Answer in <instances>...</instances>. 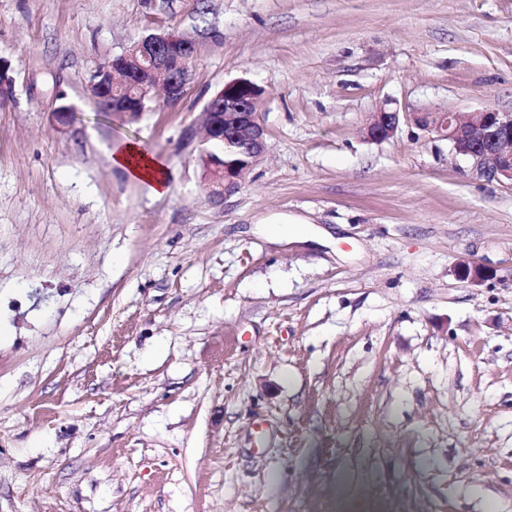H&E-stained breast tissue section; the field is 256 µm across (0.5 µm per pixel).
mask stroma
<instances>
[{"label":"stroma","instance_id":"stroma-1","mask_svg":"<svg viewBox=\"0 0 512 512\" xmlns=\"http://www.w3.org/2000/svg\"><path fill=\"white\" fill-rule=\"evenodd\" d=\"M160 30L182 97L102 112L95 64ZM0 63V512H512V184L364 134L512 113V0H0ZM240 77L266 151L216 204L202 112ZM112 166L124 171L134 181L146 183L162 195L167 191V172L163 162L144 152L139 143H125L110 154Z\"/></svg>","mask_w":512,"mask_h":512}]
</instances>
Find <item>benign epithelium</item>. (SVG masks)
I'll return each mask as SVG.
<instances>
[{
  "mask_svg": "<svg viewBox=\"0 0 512 512\" xmlns=\"http://www.w3.org/2000/svg\"><path fill=\"white\" fill-rule=\"evenodd\" d=\"M195 52V42L184 35L159 31L133 42L121 53L95 65L88 93L104 111L124 121H135L141 113L136 105L112 96L116 85L115 72L127 73L125 83L136 86L142 96L152 97L153 82H166L168 102L179 100L190 79L189 60ZM263 95L246 78L228 81L206 103L207 131L203 143L222 141L233 143L245 155L236 165L224 163L204 147L199 157L206 162L201 175L202 187L214 202H221L236 193L246 175L263 157L266 130L262 120ZM414 125L449 140L457 154L472 160L476 175L488 180L512 182V113L486 108L461 114L458 112L406 113L396 108L381 107L372 113L365 127L367 138L388 140L401 123ZM458 276L473 282H485L493 272L485 267L462 261Z\"/></svg>",
  "mask_w": 512,
  "mask_h": 512,
  "instance_id": "7a95c632",
  "label": "benign epithelium"
}]
</instances>
